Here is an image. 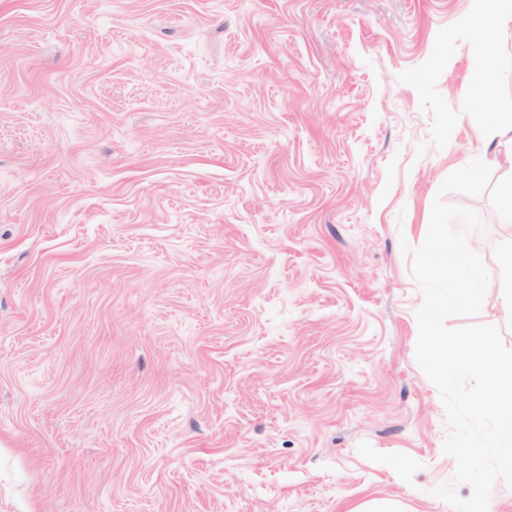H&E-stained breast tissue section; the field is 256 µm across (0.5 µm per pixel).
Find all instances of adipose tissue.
Here are the masks:
<instances>
[{
	"label": "adipose tissue",
	"mask_w": 512,
	"mask_h": 512,
	"mask_svg": "<svg viewBox=\"0 0 512 512\" xmlns=\"http://www.w3.org/2000/svg\"><path fill=\"white\" fill-rule=\"evenodd\" d=\"M472 27V79L486 100H493L497 82L492 48L512 38V0H472L469 18ZM470 121L480 125L487 134L506 137L503 157V180L500 207L506 222H512V120L504 121L493 109L473 112Z\"/></svg>",
	"instance_id": "ef3b65f1"
}]
</instances>
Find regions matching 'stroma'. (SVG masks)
<instances>
[{"label": "stroma", "instance_id": "stroma-1", "mask_svg": "<svg viewBox=\"0 0 512 512\" xmlns=\"http://www.w3.org/2000/svg\"><path fill=\"white\" fill-rule=\"evenodd\" d=\"M471 0H0V512H453L401 241L499 141Z\"/></svg>", "mask_w": 512, "mask_h": 512}]
</instances>
